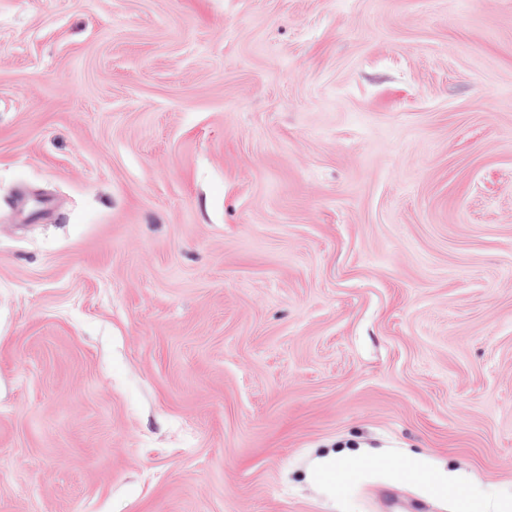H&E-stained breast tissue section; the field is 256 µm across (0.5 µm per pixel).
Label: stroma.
Wrapping results in <instances>:
<instances>
[{"label":"stroma","mask_w":512,"mask_h":512,"mask_svg":"<svg viewBox=\"0 0 512 512\" xmlns=\"http://www.w3.org/2000/svg\"><path fill=\"white\" fill-rule=\"evenodd\" d=\"M474 499L512 503V0H0V512Z\"/></svg>","instance_id":"obj_1"}]
</instances>
